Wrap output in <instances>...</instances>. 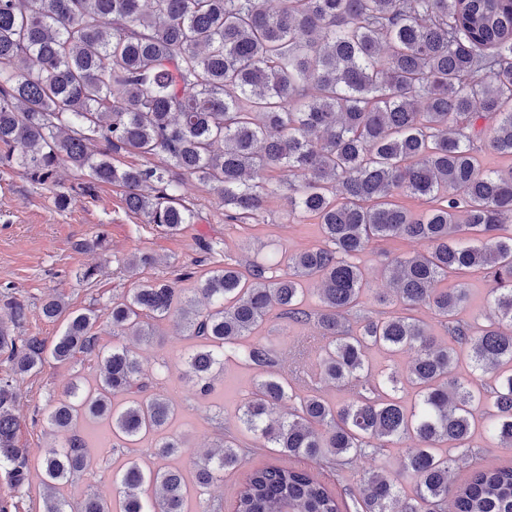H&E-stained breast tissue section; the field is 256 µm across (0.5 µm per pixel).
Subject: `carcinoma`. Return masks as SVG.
<instances>
[{"mask_svg": "<svg viewBox=\"0 0 512 512\" xmlns=\"http://www.w3.org/2000/svg\"><path fill=\"white\" fill-rule=\"evenodd\" d=\"M512 157V0H0V175L17 170L29 182L61 185L59 169L97 185L124 189L127 209L175 234L196 213L179 197L193 176L211 186L224 217L241 221L265 210L266 173L287 186L286 220L311 217L323 244L286 256V269L254 262L224 265L191 294L165 280L146 281L112 302L114 336H157L150 320L171 313L191 344L186 378L197 394L212 390L224 356L259 375L238 419L254 447L278 459L243 475L234 512H344L348 509L303 460L342 464L378 454L404 439L396 476L363 474L355 512H512V465L475 468L450 480L456 452L469 450L479 428L512 447V168L481 165L476 142ZM146 162L120 168L114 154ZM162 155V166L149 158ZM428 208L414 212L397 195ZM423 241L424 252L388 264L398 311L361 309L368 289L354 259L372 244ZM491 282L493 314L477 326L461 317L464 288L439 283L464 268ZM318 283V305L302 285ZM0 350L10 373L0 377V467L18 492L28 482L27 449L16 444L14 381L52 357L96 366L95 387L71 384L48 416L63 444L44 449L42 512H188L190 486L202 490L245 465L242 444L223 436L219 451L194 458L189 470L145 468L132 460L112 473V498L90 490L74 508L61 486L90 465L79 426L107 422L112 447L151 440L166 460L186 453L169 431L177 416L163 392H150L138 355L106 349L92 332L94 313L69 317L47 347L13 329L27 308L6 302ZM428 308L448 340L411 315ZM319 335L294 346L304 358L324 342L319 376L300 366L295 380L276 376L277 351L248 341L272 312ZM392 357L414 351L408 368L373 373L367 351ZM471 368L458 375L457 353ZM494 385L478 387L484 374ZM347 384L336 403L322 384ZM413 390V402L401 393ZM413 481L404 493L400 478ZM154 488L151 498L143 487Z\"/></svg>", "mask_w": 512, "mask_h": 512, "instance_id": "obj_1", "label": "carcinoma"}]
</instances>
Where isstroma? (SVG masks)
<instances>
[{
  "instance_id": "obj_1",
  "label": "stroma",
  "mask_w": 512,
  "mask_h": 512,
  "mask_svg": "<svg viewBox=\"0 0 512 512\" xmlns=\"http://www.w3.org/2000/svg\"><path fill=\"white\" fill-rule=\"evenodd\" d=\"M269 178L277 186L280 175L273 172ZM180 193L199 218L196 223L184 225L180 233L170 235L129 212L124 190L116 185H100L95 197H74L67 208L60 209L53 202V189L33 186L16 172L1 179L0 297H15L28 310L27 320L15 329V336H36L49 344L56 340L64 327L62 320L46 319L42 313L44 300L52 296L62 298L68 311L102 315L113 300L126 295L141 281L162 279L177 288H192L198 278L220 264L242 266L256 258L272 264L283 254L322 242L313 219L284 220L286 192L278 186L269 195L264 214L235 223L225 220L220 200L209 185L189 176ZM99 234L105 238L100 249L92 245ZM208 241L222 243L223 253L206 254L203 245ZM419 249L418 243L394 239L375 244L358 256L357 261L370 280L366 309L376 308L377 295L388 287L383 273L388 260ZM133 255L152 256L153 262L140 266L136 273H127L124 262ZM87 269L93 270V277L79 280V273ZM459 284L469 290L462 318L483 319L488 312L490 290L485 274L470 271L447 281L451 288ZM157 329L159 337L152 343L140 344L128 336L122 342L135 349L145 376L155 390L167 393L178 410L172 429L184 435L188 453L176 458V465L188 467L190 457L211 449L224 430L249 444L251 436L240 427L238 409L253 390L251 370L225 359L213 391L206 398H199L192 383L183 376L186 337L172 318L158 322ZM315 333L314 327L273 318L258 337L279 352L277 371L288 378L295 367L291 355L294 343ZM95 378L94 369L77 358L67 363L48 360L39 373L17 380L20 427L16 440L19 447L28 451L30 479L23 491H14L5 470L0 468V501H7L10 512H38L41 508L40 459L53 440L47 415L71 381L78 379L91 386ZM471 446V453L458 458L453 473L455 483H463L476 467L499 466L512 458V448L499 447L495 440L480 433L474 434ZM87 452L89 469L63 490L74 501L90 488L111 496L113 470L129 458L143 463L151 457L145 446L132 452L120 448L110 454L91 446ZM402 456L403 447L397 444L381 455L357 456L343 465L322 464L318 470L331 487L344 495L356 489L361 476L369 470L399 472Z\"/></svg>"
}]
</instances>
